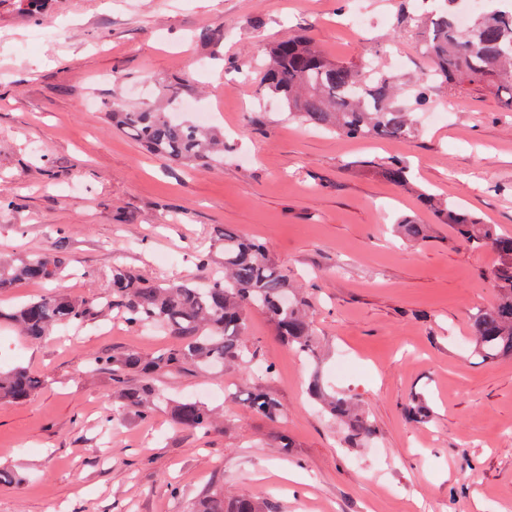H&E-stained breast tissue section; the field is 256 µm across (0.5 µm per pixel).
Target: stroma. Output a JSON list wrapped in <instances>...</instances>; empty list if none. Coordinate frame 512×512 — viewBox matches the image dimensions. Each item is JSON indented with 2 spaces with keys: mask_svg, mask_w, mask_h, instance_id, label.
Returning a JSON list of instances; mask_svg holds the SVG:
<instances>
[{
  "mask_svg": "<svg viewBox=\"0 0 512 512\" xmlns=\"http://www.w3.org/2000/svg\"><path fill=\"white\" fill-rule=\"evenodd\" d=\"M414 0H46L39 14L0 0V255L64 247L70 268L48 283L0 291V308L63 294L108 292L121 265L145 279H203L224 258L229 226L256 239L301 288L313 314L315 359L301 357L260 310L245 338L250 365L205 375L194 368L133 373L132 387L193 397L215 430L184 429L168 408L129 417L122 392L93 364L103 353L152 357L173 337L129 325L118 312L34 341L0 323V369L42 384L0 401V512H187L223 490L276 501L278 512H512V360L473 353L470 317L496 290L492 251L476 252L416 197L360 168L400 160L420 187L512 234V112L475 85L448 96L433 125L416 111L407 140H351L288 118L261 96L273 44L309 35L327 56L393 71L401 89L432 62L402 23ZM220 30L218 43L202 41ZM250 61L249 72L235 66ZM180 81L192 108H217L224 135L215 169L157 158L112 127L110 109L165 107ZM430 225L422 241L391 227ZM210 254L207 267L197 252ZM274 374H265V366ZM320 377L352 396L375 424L350 443L309 399ZM282 407L254 416L246 393ZM433 411L406 417L412 395ZM293 447L282 454L278 436Z\"/></svg>",
  "mask_w": 512,
  "mask_h": 512,
  "instance_id": "1",
  "label": "stroma"
}]
</instances>
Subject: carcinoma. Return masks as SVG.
Instances as JSON below:
<instances>
[{
	"instance_id": "obj_1",
	"label": "carcinoma",
	"mask_w": 512,
	"mask_h": 512,
	"mask_svg": "<svg viewBox=\"0 0 512 512\" xmlns=\"http://www.w3.org/2000/svg\"><path fill=\"white\" fill-rule=\"evenodd\" d=\"M456 0L430 21L431 30L422 44L423 53L435 64L434 76L448 88L463 82L482 85L500 95L512 111V9L493 11L459 26ZM263 89L289 113L305 124L333 130L349 139H410L417 133L409 105L400 99L394 76L386 71L364 70L346 62H331L307 37L296 35L273 45L264 68ZM414 107L433 106L431 86L424 79L415 83ZM112 125L131 132L147 151L174 163L202 166L223 159L220 137L191 121L177 120L167 112H111ZM376 173L390 184L406 188L409 168L391 161ZM423 203L436 206L440 223L455 227L461 241L475 251L492 249L498 258L491 272L498 289L496 302L471 317L474 352L483 361L512 358V235L497 233L494 225L421 193ZM224 246V274L205 282L140 278L116 266L109 275V295L75 301L63 296H38L16 308L0 309V320L15 323L32 340H40L59 325L80 326L93 310L117 309L125 321L143 328H156L179 343L146 362L136 352L102 354L94 363L117 383L130 372L166 373L193 366L206 371L226 363L254 358L245 340L247 313L260 308L280 336L300 356L316 357L313 320L302 300L291 291L288 275L269 258L265 248L231 228L219 230ZM67 266L62 252L27 255L16 260L0 258V291L20 282L56 279ZM42 381L22 367L0 372V400H23ZM310 397L321 404L331 419L345 426L350 440H370L376 427L344 393L329 395L321 380L313 378ZM153 387L130 388L123 393V410L146 419L163 400ZM247 408L256 416L276 421L282 410L270 394L255 390ZM175 422L188 430L206 434L215 426L212 410L196 398H184L171 406ZM405 412L418 419L430 416L424 398L413 396ZM191 512H276L271 501L250 494L225 497L213 493L197 502Z\"/></svg>"
}]
</instances>
